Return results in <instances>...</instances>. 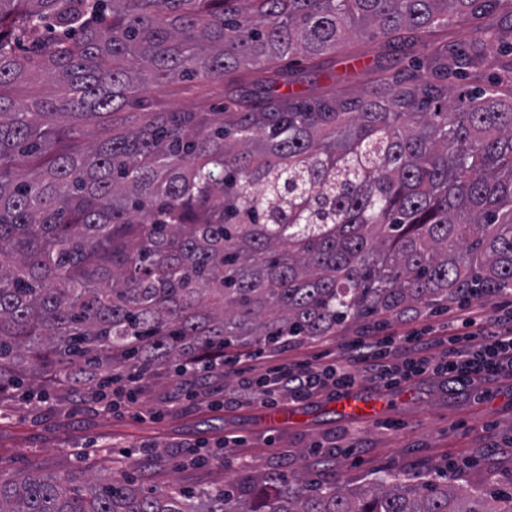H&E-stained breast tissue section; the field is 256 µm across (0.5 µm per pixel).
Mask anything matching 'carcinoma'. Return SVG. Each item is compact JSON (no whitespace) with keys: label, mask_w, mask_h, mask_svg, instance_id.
<instances>
[{"label":"carcinoma","mask_w":512,"mask_h":512,"mask_svg":"<svg viewBox=\"0 0 512 512\" xmlns=\"http://www.w3.org/2000/svg\"><path fill=\"white\" fill-rule=\"evenodd\" d=\"M512 0H0V405L49 386L86 403L231 346L277 350L374 316L512 297V83L443 76L512 49V27L428 40ZM406 32L418 69L312 101L274 68ZM48 77L51 99L14 96ZM232 89L218 111L151 90ZM0 512H512V478L349 489L304 475L174 485L18 473ZM503 75V71L499 70L496 66L486 67L481 76L479 78L474 77H464V78H455L453 76L448 77V80L445 82L448 83L449 87H452L454 90L464 89L466 87L471 86H482L488 85L490 78L495 80L496 77H500Z\"/></svg>","instance_id":"cac0c4a2"}]
</instances>
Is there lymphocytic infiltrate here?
Segmentation results:
<instances>
[{"instance_id": "f902f5d3", "label": "lymphocytic infiltrate", "mask_w": 512, "mask_h": 512, "mask_svg": "<svg viewBox=\"0 0 512 512\" xmlns=\"http://www.w3.org/2000/svg\"><path fill=\"white\" fill-rule=\"evenodd\" d=\"M357 365L387 388L434 375L485 391L494 381L512 379V311L492 314L465 306L447 328L368 334L327 364L274 365L253 381L246 379L241 360L225 362L224 371L243 378L234 403L268 406L276 399L296 400L325 387L336 394L348 390L356 383Z\"/></svg>"}]
</instances>
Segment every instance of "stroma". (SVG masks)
<instances>
[{
  "mask_svg": "<svg viewBox=\"0 0 512 512\" xmlns=\"http://www.w3.org/2000/svg\"><path fill=\"white\" fill-rule=\"evenodd\" d=\"M378 63L395 71L409 65L384 55L381 41L358 37L327 55L323 71H297L292 89L307 97H353L375 90ZM364 329V323L352 322L332 336L264 351L254 355L252 372L261 374L274 363L319 361ZM237 381L227 376L222 389L176 404L172 396L180 379L162 371L148 378L134 409L112 414L78 401L62 413L51 403L16 404L0 416V476L70 471L103 478L115 468L147 488L177 485L209 494L246 474L274 478L302 470L349 488L385 474H444L452 463L455 479L464 484L485 485L491 473L512 476V379L490 385L480 398L434 376L386 390L362 375L355 389L377 398L381 417L343 419L331 396L321 392L292 402L293 423L270 431L257 427L256 405L225 406ZM227 438L236 441L228 453L221 448Z\"/></svg>",
  "mask_w": 512,
  "mask_h": 512,
  "instance_id": "stroma-1",
  "label": "stroma"
}]
</instances>
